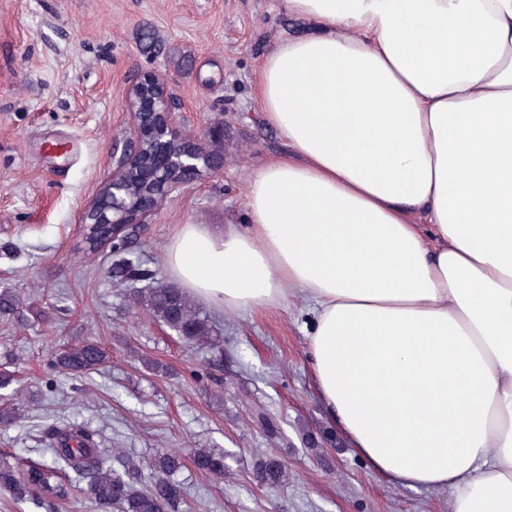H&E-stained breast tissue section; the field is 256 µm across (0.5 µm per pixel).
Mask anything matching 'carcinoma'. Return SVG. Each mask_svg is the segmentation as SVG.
Returning <instances> with one entry per match:
<instances>
[{
    "mask_svg": "<svg viewBox=\"0 0 512 512\" xmlns=\"http://www.w3.org/2000/svg\"><path fill=\"white\" fill-rule=\"evenodd\" d=\"M108 234L101 224L85 228L86 242L92 249ZM110 276L124 279L132 274L146 278L148 271L136 270L133 262L121 259L109 270ZM133 304L154 321L175 331L190 345H216L219 339L209 320L197 309L189 295L172 285L137 290ZM105 362L102 349L91 341L75 344L56 353L53 366L73 376L99 368ZM51 458L47 461L22 459L0 454V489L19 501L32 503L41 512H57L60 504L81 496L96 507L110 512H180L185 486L174 475L185 466L176 452H158L149 462L151 479L140 484V460L113 448L105 453L98 433L83 425L54 426L47 431ZM201 473L224 477L225 455L220 450L198 448L192 456ZM252 474L262 486L275 489L286 481L285 464L275 458L254 460Z\"/></svg>",
    "mask_w": 512,
    "mask_h": 512,
    "instance_id": "cac0c4a2",
    "label": "carcinoma"
}]
</instances>
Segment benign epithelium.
<instances>
[{
  "label": "benign epithelium",
  "mask_w": 512,
  "mask_h": 512,
  "mask_svg": "<svg viewBox=\"0 0 512 512\" xmlns=\"http://www.w3.org/2000/svg\"><path fill=\"white\" fill-rule=\"evenodd\" d=\"M124 108L133 116L128 135L112 145V177L83 212L81 223L109 224L112 240L127 236L174 193L205 173H218L223 160L213 156V138L224 135V123L208 127L189 140L182 133L180 97L170 80L145 72L128 89Z\"/></svg>",
  "instance_id": "7a95c632"
}]
</instances>
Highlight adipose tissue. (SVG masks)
Listing matches in <instances>:
<instances>
[{
    "mask_svg": "<svg viewBox=\"0 0 512 512\" xmlns=\"http://www.w3.org/2000/svg\"><path fill=\"white\" fill-rule=\"evenodd\" d=\"M325 27L264 56L289 152L245 230L182 225L181 288L311 308L309 371L379 475L512 512V0H284Z\"/></svg>",
    "mask_w": 512,
    "mask_h": 512,
    "instance_id": "obj_1",
    "label": "adipose tissue"
}]
</instances>
